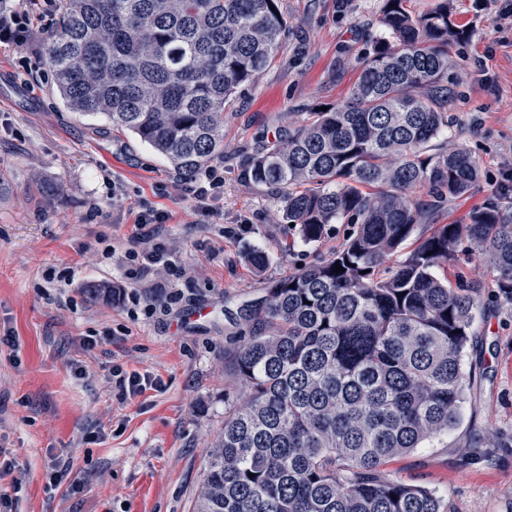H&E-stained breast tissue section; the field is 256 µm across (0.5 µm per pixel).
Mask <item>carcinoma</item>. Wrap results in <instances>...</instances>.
<instances>
[{"mask_svg":"<svg viewBox=\"0 0 512 512\" xmlns=\"http://www.w3.org/2000/svg\"><path fill=\"white\" fill-rule=\"evenodd\" d=\"M280 2L65 0L40 54L69 109L105 115L190 179L224 153V103L273 64ZM405 2L384 0L385 36L350 101L306 113L245 170L303 242L336 224L344 238L240 311L248 340L230 366L247 397H224L193 512H445L384 465L458 424L484 290L512 306V210L493 194L461 221L433 223L482 177L471 152L436 144L465 32L448 0L422 14ZM469 252L490 282L438 277Z\"/></svg>","mask_w":512,"mask_h":512,"instance_id":"obj_1","label":"carcinoma"}]
</instances>
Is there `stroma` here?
<instances>
[{"mask_svg": "<svg viewBox=\"0 0 512 512\" xmlns=\"http://www.w3.org/2000/svg\"><path fill=\"white\" fill-rule=\"evenodd\" d=\"M502 4L452 0L467 37L452 53L448 76L460 96L444 139L478 157L484 175L445 207L443 224L480 205L512 169V18H500ZM282 6L288 31L273 66L224 106V195L205 219L163 156L104 117L68 110L34 46L0 40V169L12 176L0 195V494L17 512H193L224 395L237 390L228 353L244 341L241 307L341 243L338 232L304 243L242 170L306 113L350 98L382 35V0ZM145 208L169 216L177 298L163 287L167 268L140 280L124 257ZM103 243L114 250L105 262ZM257 251L267 257L259 271L248 264ZM67 268L74 276L60 305L46 298L44 274ZM92 282L121 295L89 300ZM462 365L470 385L459 424L385 471L435 490L448 512H512V307H483ZM116 367L159 384L120 399ZM59 460L79 492L47 488Z\"/></svg>", "mask_w": 512, "mask_h": 512, "instance_id": "stroma-1", "label": "stroma"}]
</instances>
